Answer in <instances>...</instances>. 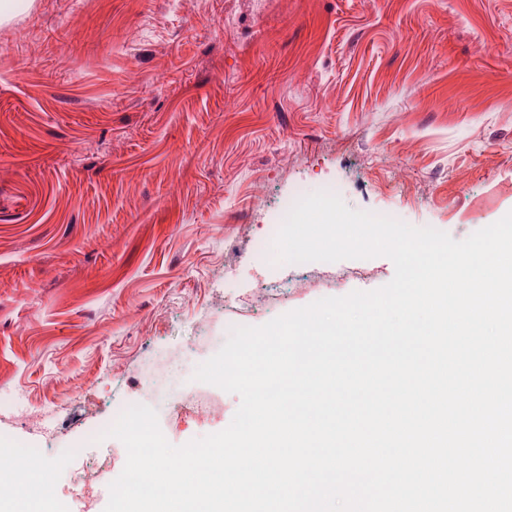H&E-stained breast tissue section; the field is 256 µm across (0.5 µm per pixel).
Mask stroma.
Instances as JSON below:
<instances>
[{
  "mask_svg": "<svg viewBox=\"0 0 512 512\" xmlns=\"http://www.w3.org/2000/svg\"><path fill=\"white\" fill-rule=\"evenodd\" d=\"M325 187L458 241L512 212V0H0V446L44 449L50 512H104L56 464L115 480L159 365L393 278L257 254ZM185 385L176 446L240 404Z\"/></svg>",
  "mask_w": 512,
  "mask_h": 512,
  "instance_id": "obj_1",
  "label": "stroma"
}]
</instances>
